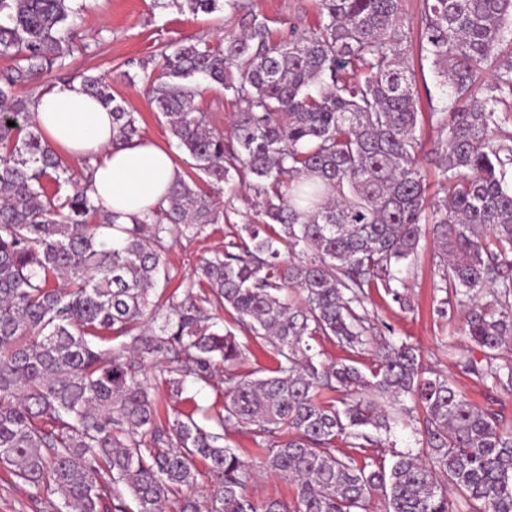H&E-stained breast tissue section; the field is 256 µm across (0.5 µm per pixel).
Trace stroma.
Listing matches in <instances>:
<instances>
[{
  "mask_svg": "<svg viewBox=\"0 0 512 512\" xmlns=\"http://www.w3.org/2000/svg\"><path fill=\"white\" fill-rule=\"evenodd\" d=\"M85 9L77 20L78 34L66 58L64 70L26 85L17 87L16 95L33 97L55 85L60 75L79 76L82 73L104 75L112 83L117 101L140 118L142 137L169 145V133L155 112L147 94V80L139 73L140 60L159 56L162 51L189 39L202 38L218 44L225 35L240 31L252 15L265 17L272 39L287 37L291 30L303 31L318 21L314 0H239L238 7L223 11L193 14L176 6L160 7L156 0H83ZM130 72L134 82L121 77ZM199 111L208 113L211 125L218 131H228L236 110L231 95L223 89L201 84L195 97ZM226 211L221 224L206 225L191 240L175 242L168 255L171 280L167 292L186 286L195 267L202 259L212 257L225 243L237 237L242 225L257 222L259 209L253 191L240 186L224 191L220 197ZM441 272L440 259L433 244L432 233H424L416 256L400 266L398 289L404 293L409 307L394 302L384 289L366 291L365 306L372 329L361 356L369 362L375 347L383 341L407 342L416 346L427 371L447 376L467 398L482 408L498 412L505 423L512 425V393L492 387L464 372L462 361L482 362L483 350L468 341L462 333L466 310L450 303L447 314L437 310L433 285ZM228 445L252 467L258 468L257 482L249 484V493L258 500L277 498L291 500L295 488L278 475L260 468L262 453L251 438L249 429L229 432Z\"/></svg>",
  "mask_w": 512,
  "mask_h": 512,
  "instance_id": "1",
  "label": "stroma"
}]
</instances>
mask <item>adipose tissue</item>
<instances>
[{"label": "adipose tissue", "instance_id": "adipose-tissue-1", "mask_svg": "<svg viewBox=\"0 0 512 512\" xmlns=\"http://www.w3.org/2000/svg\"><path fill=\"white\" fill-rule=\"evenodd\" d=\"M33 113L43 135L94 167L89 195L119 223H129L165 198L176 178L171 154L152 142H112V112L90 96L81 82L56 84L34 97Z\"/></svg>", "mask_w": 512, "mask_h": 512}]
</instances>
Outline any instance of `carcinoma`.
<instances>
[{
	"label": "carcinoma",
	"mask_w": 512,
	"mask_h": 512,
	"mask_svg": "<svg viewBox=\"0 0 512 512\" xmlns=\"http://www.w3.org/2000/svg\"><path fill=\"white\" fill-rule=\"evenodd\" d=\"M72 0H0V467L28 490L32 512H512V429L448 379L424 377L406 342L374 351L370 374L315 359L323 338L362 354L365 289L394 301L395 267L417 253L427 186L416 136L423 115L403 0H316L319 23L273 42L252 17L212 46L190 39L162 62L140 61L148 94L185 155L167 196L118 224L74 180L43 137L33 101L14 88L63 69L76 36ZM235 0H163L213 13ZM512 0H422L420 56L441 69L443 104L430 122L446 132L445 196L434 203V242L446 272L434 288L465 298V335L486 350L466 361L483 382L512 391ZM224 88L237 112L230 138L194 105L196 81ZM88 94L112 107L117 143L138 119L101 75ZM15 125L10 126L8 122ZM71 186L49 196L44 180ZM239 182L261 200L263 223L196 268V279L159 303L171 242L224 208L200 183ZM118 232L112 246L101 236ZM299 252L285 262L282 250ZM498 288L493 299L483 291ZM296 288L301 304L283 290ZM273 348L266 376L243 372L245 345ZM222 369L224 405L161 414L155 391L181 399ZM409 395L424 411L427 459L374 454L391 422L377 399ZM253 425L266 468L291 481L289 502L247 494L254 474L225 444ZM344 443L353 454L336 455ZM210 487L194 492L198 479Z\"/></svg>",
	"instance_id": "obj_1"
}]
</instances>
